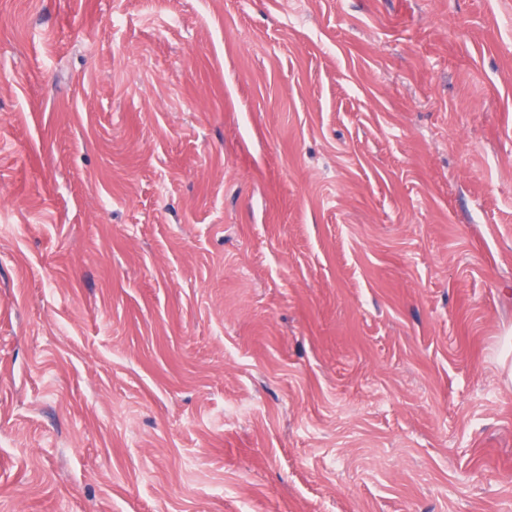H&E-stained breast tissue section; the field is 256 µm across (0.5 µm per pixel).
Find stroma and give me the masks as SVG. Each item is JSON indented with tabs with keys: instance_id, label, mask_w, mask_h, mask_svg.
Here are the masks:
<instances>
[{
	"instance_id": "stroma-1",
	"label": "stroma",
	"mask_w": 512,
	"mask_h": 512,
	"mask_svg": "<svg viewBox=\"0 0 512 512\" xmlns=\"http://www.w3.org/2000/svg\"><path fill=\"white\" fill-rule=\"evenodd\" d=\"M0 512H512V0H0Z\"/></svg>"
}]
</instances>
